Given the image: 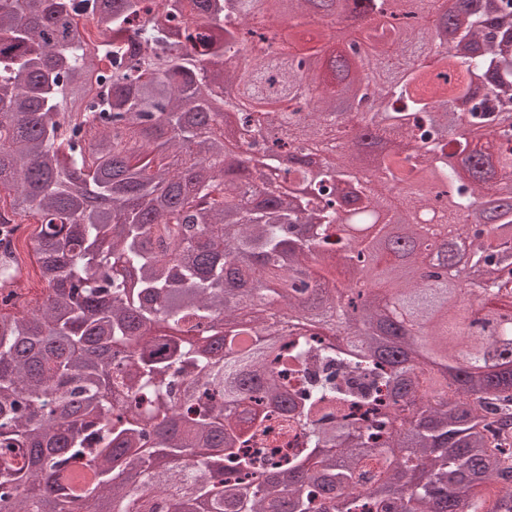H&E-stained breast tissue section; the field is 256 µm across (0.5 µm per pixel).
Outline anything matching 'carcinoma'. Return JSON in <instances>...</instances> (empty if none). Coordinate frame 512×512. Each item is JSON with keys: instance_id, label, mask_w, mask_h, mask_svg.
I'll list each match as a JSON object with an SVG mask.
<instances>
[{"instance_id": "cac0c4a2", "label": "carcinoma", "mask_w": 512, "mask_h": 512, "mask_svg": "<svg viewBox=\"0 0 512 512\" xmlns=\"http://www.w3.org/2000/svg\"><path fill=\"white\" fill-rule=\"evenodd\" d=\"M377 5L0 0V232L35 219L47 288L0 313V512H37L45 475L52 512H512V208L481 203L512 196V148L449 120L478 127L488 97L512 102V39L500 48L493 19L437 0L432 27L410 9L383 22ZM335 13L371 24L365 58L336 45ZM437 25L471 50L467 68L449 52L414 67ZM369 72L368 110L336 112ZM229 112L244 143L268 141L252 164L224 150ZM284 113L305 114L304 143L340 122L389 144L379 181L357 180L359 153L280 166L294 144L269 130ZM413 135L410 163L390 146ZM418 183L432 190L411 210L453 197L445 227L389 222L360 249L339 235L344 211L377 213ZM323 266L349 275L342 324L361 354L326 338ZM19 268L0 264V307ZM365 270L393 286L406 332L370 328ZM464 274L463 309L448 281ZM290 311L313 328L284 331ZM276 418L304 448L275 445ZM369 459L383 475L364 491Z\"/></svg>"}]
</instances>
